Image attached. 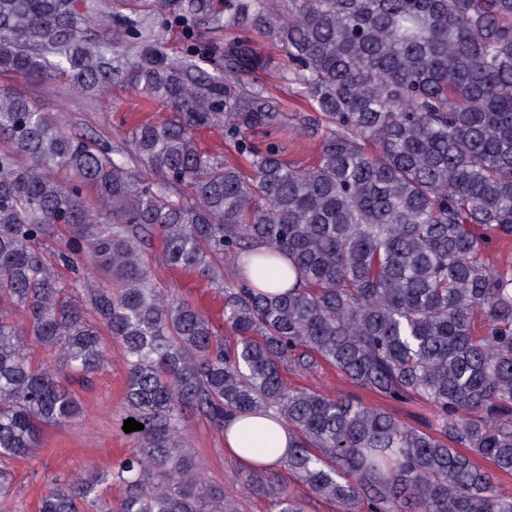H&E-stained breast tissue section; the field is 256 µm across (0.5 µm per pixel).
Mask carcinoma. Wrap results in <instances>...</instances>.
<instances>
[{
  "mask_svg": "<svg viewBox=\"0 0 512 512\" xmlns=\"http://www.w3.org/2000/svg\"><path fill=\"white\" fill-rule=\"evenodd\" d=\"M204 18L235 37L173 58L156 48L169 26L195 40ZM251 34L281 46V80L322 130L312 166L253 141L284 107L242 82L266 65ZM114 42L138 54L117 65ZM0 77L117 84L172 114L112 142L0 85V496L5 463L79 415L65 378L102 368L115 340L127 417L144 428L115 472L44 477L38 512H236L198 471L188 408L219 432L277 415L295 436L288 471L341 512H512L497 486L512 474V265L483 254L512 239V0H0ZM203 127L224 131L251 176L198 147ZM154 233L167 264L223 293L234 343L158 286ZM88 262L108 281L92 285ZM38 349L57 367L35 366ZM321 361L419 397L435 428L282 378ZM112 481L116 501L102 494ZM245 489L305 512L266 470Z\"/></svg>",
  "mask_w": 512,
  "mask_h": 512,
  "instance_id": "1",
  "label": "carcinoma"
}]
</instances>
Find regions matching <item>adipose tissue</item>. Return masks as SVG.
<instances>
[{
	"label": "adipose tissue",
	"mask_w": 512,
	"mask_h": 512,
	"mask_svg": "<svg viewBox=\"0 0 512 512\" xmlns=\"http://www.w3.org/2000/svg\"><path fill=\"white\" fill-rule=\"evenodd\" d=\"M269 439L270 453L258 457L245 452L247 438ZM294 444V435L287 425L278 418L262 415L235 417L224 426V450L237 462L250 467L272 469L279 466L287 457Z\"/></svg>",
	"instance_id": "obj_1"
}]
</instances>
